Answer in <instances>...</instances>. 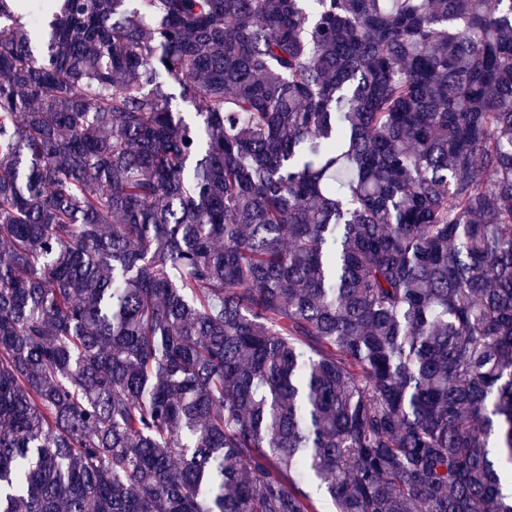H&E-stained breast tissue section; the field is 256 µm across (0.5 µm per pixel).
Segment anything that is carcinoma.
<instances>
[{
	"label": "carcinoma",
	"instance_id": "1",
	"mask_svg": "<svg viewBox=\"0 0 512 512\" xmlns=\"http://www.w3.org/2000/svg\"><path fill=\"white\" fill-rule=\"evenodd\" d=\"M311 485L512 512V0H0V512Z\"/></svg>",
	"mask_w": 512,
	"mask_h": 512
}]
</instances>
